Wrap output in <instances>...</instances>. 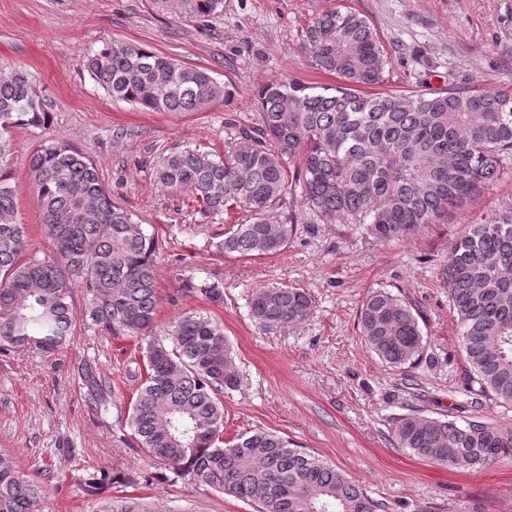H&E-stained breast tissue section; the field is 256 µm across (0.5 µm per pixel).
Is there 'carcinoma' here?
Instances as JSON below:
<instances>
[{
    "mask_svg": "<svg viewBox=\"0 0 512 512\" xmlns=\"http://www.w3.org/2000/svg\"><path fill=\"white\" fill-rule=\"evenodd\" d=\"M202 18L221 0H156ZM303 49L338 82L328 87L274 81L259 92L261 124L243 129L218 159L199 149L164 155L157 183L194 198L207 213L249 214L224 233L222 252L278 253L294 225L271 224L266 213L288 202L293 182L322 218L370 224L383 239L398 237L448 213L492 186L512 160V92L450 88L403 96L367 95L384 81L388 56L359 14L333 8L314 18ZM113 99L151 112H201L223 93L205 70L178 63L140 44L114 41L85 62ZM49 121L43 90L19 70H0V162L19 126ZM30 177L51 249L29 250L14 195L0 185V340L51 351L71 336L72 288L87 292L88 327L145 342L146 377L128 416L134 437L176 477H191L224 494L249 499L258 512H377L344 472L294 447L279 434L255 429L224 444L220 396L241 382L224 326L185 313L157 334L155 255L159 241L112 201L93 161L61 141L36 151ZM460 327V342L479 392L512 402V207L465 224L442 271ZM183 286L213 303L219 284L182 275ZM308 295L289 287L260 288L250 312L265 325L298 321ZM366 347L394 367L413 365L422 331L409 302L386 289L362 303ZM397 447L453 467H477L512 455V427L459 424L418 412L398 417ZM130 481L118 470L95 469L82 479L95 499ZM0 512H43V489L0 454Z\"/></svg>",
    "mask_w": 512,
    "mask_h": 512,
    "instance_id": "1",
    "label": "carcinoma"
}]
</instances>
